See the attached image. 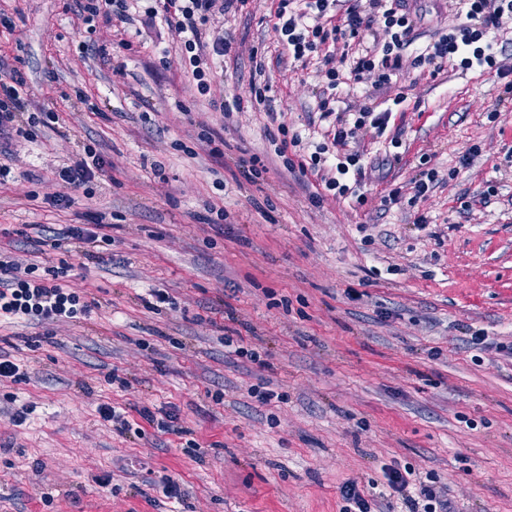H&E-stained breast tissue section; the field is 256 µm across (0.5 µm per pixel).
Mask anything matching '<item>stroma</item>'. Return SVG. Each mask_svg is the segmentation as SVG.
<instances>
[{
  "mask_svg": "<svg viewBox=\"0 0 512 512\" xmlns=\"http://www.w3.org/2000/svg\"><path fill=\"white\" fill-rule=\"evenodd\" d=\"M77 6L12 0L13 26L0 27V70L20 71L57 116L12 146L23 177L0 186V249L43 269L67 260L90 307L72 322H0V352L26 373L0 383V512H340L343 484L368 488L385 466L447 484L456 512H512V89L452 65L398 77L373 102L400 96L401 111L363 139L367 156L397 151L386 181L363 182L365 204L316 206L314 177L271 151L264 113L214 121L213 154L195 137L209 105L163 46L76 31ZM421 8L410 58L458 2ZM264 11L257 0L224 27L238 49L217 64L230 92L248 94L249 49L273 41ZM320 92L295 78L268 107L306 137ZM87 144L106 163L92 193L72 190L67 209L16 206L29 176L54 192V163ZM255 156L268 172L254 183ZM425 156L446 182L426 201L385 203ZM210 202L229 222L200 223ZM73 225L112 243L88 259ZM155 288L171 298L156 310ZM265 387L282 400L260 403ZM103 404L134 422L174 409L197 447L149 424L119 435ZM21 407L26 421L11 423ZM167 478L183 500L163 494Z\"/></svg>",
  "mask_w": 512,
  "mask_h": 512,
  "instance_id": "35a3bbf8",
  "label": "stroma"
}]
</instances>
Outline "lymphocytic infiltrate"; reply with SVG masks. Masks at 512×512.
<instances>
[{
	"mask_svg": "<svg viewBox=\"0 0 512 512\" xmlns=\"http://www.w3.org/2000/svg\"><path fill=\"white\" fill-rule=\"evenodd\" d=\"M251 0H79L74 26L112 30V43L130 48L129 25L143 41L168 42L173 64L190 71L200 95L218 102L223 118L244 107L260 108L273 90L265 52L251 48L254 63L248 96L229 93L216 71L217 58L230 54L232 45L224 37L230 10L247 9ZM463 19L453 26L437 28L431 41L413 60L419 75L437 76L445 64L458 62L463 69L496 71L499 78L512 75V67L499 62L489 36L512 29V0H459ZM276 48L286 51L298 71L316 66L322 82L317 101L322 140L306 152L301 137L288 133V124H277L271 143L286 170L315 176L326 191L344 197L355 194L366 175L361 146L364 135L382 137L392 118V109L380 110L363 103L340 110L336 107L339 87L368 86L380 92L402 69L403 54L411 44L415 18L409 0H270L265 16ZM46 107L28 89L18 72L0 74V132L34 140ZM54 169L60 193L50 204L67 208L72 199L69 186H85L95 177L88 160ZM10 277L0 284V318L23 320L74 319L87 314L88 305L78 289L63 284L69 271L60 261L51 278L37 273L36 264H22L0 251V271ZM384 477L392 493L401 496L410 512H454L444 485L411 487L400 470L386 469Z\"/></svg>",
	"mask_w": 512,
	"mask_h": 512,
	"instance_id": "lymphocytic-infiltrate-1",
	"label": "lymphocytic infiltrate"
}]
</instances>
